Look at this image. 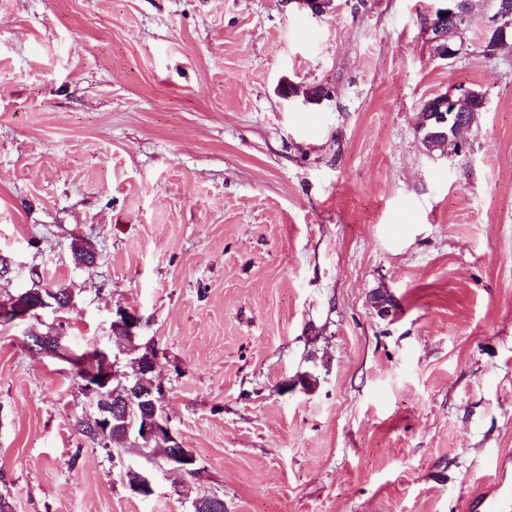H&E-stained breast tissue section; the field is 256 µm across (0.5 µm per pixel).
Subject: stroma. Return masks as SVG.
<instances>
[{
	"instance_id": "1",
	"label": "stroma",
	"mask_w": 512,
	"mask_h": 512,
	"mask_svg": "<svg viewBox=\"0 0 512 512\" xmlns=\"http://www.w3.org/2000/svg\"><path fill=\"white\" fill-rule=\"evenodd\" d=\"M473 4L443 60L437 0H0V302L73 293L0 325L14 512H512V44L484 55ZM460 86L485 110L428 151ZM120 309L195 477L89 444L73 366L29 349L118 352ZM454 90L437 94L423 105L421 114L424 119L417 132L429 151H445L448 146L461 150L463 146L459 141L460 123L466 121L459 112H474L475 102H482L481 110L485 108L486 102L481 93L464 86Z\"/></svg>"
}]
</instances>
